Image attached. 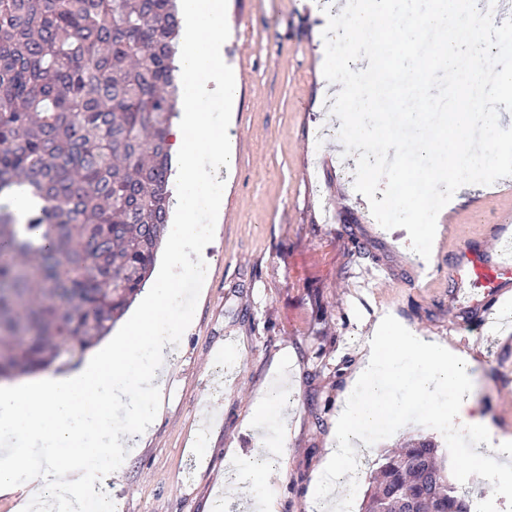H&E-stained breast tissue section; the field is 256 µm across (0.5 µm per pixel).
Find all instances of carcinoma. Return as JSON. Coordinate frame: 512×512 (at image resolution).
<instances>
[{"instance_id":"carcinoma-1","label":"carcinoma","mask_w":512,"mask_h":512,"mask_svg":"<svg viewBox=\"0 0 512 512\" xmlns=\"http://www.w3.org/2000/svg\"><path fill=\"white\" fill-rule=\"evenodd\" d=\"M175 0H0V380L81 355L146 287L169 219ZM44 205L15 223L8 199ZM363 512H471L437 442L380 456Z\"/></svg>"}]
</instances>
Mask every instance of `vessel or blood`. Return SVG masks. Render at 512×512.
Returning <instances> with one entry per match:
<instances>
[{
  "label": "vessel or blood",
  "instance_id": "b4317fda",
  "mask_svg": "<svg viewBox=\"0 0 512 512\" xmlns=\"http://www.w3.org/2000/svg\"><path fill=\"white\" fill-rule=\"evenodd\" d=\"M496 244L485 249L482 240L472 239L459 245L454 255L452 273L458 285L478 288L468 310L473 314L495 316L512 328V307L502 306L507 292L512 291V236L493 229Z\"/></svg>",
  "mask_w": 512,
  "mask_h": 512
}]
</instances>
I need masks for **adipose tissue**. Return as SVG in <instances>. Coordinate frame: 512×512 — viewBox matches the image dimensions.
I'll use <instances>...</instances> for the list:
<instances>
[{
    "instance_id": "1",
    "label": "adipose tissue",
    "mask_w": 512,
    "mask_h": 512,
    "mask_svg": "<svg viewBox=\"0 0 512 512\" xmlns=\"http://www.w3.org/2000/svg\"><path fill=\"white\" fill-rule=\"evenodd\" d=\"M187 21L177 59L183 79L180 115L168 135L170 151L183 168V191L176 209L182 217L167 250V264L153 283L137 319L118 339L94 348L83 363L50 371L21 383L0 382V444L13 454L0 467V495L20 494V512H81L86 495H107L104 479L80 464L89 452L120 453L134 448L167 388L168 373L190 315L177 288L183 275L206 279L192 260L200 233L197 199L212 187L213 173L227 160L224 129L208 101L220 88L225 104L237 96L235 79L224 70V16L217 0H181ZM367 353L336 420V446L325 464L317 494L327 512H341L339 486L360 448L364 430L379 423L399 424L407 407L434 402L471 449L473 465L485 463V448L497 445L494 464L502 485L512 486V437L491 438L472 396L473 380L448 346L407 332L381 318L367 340ZM59 449L55 463L30 471L31 457ZM28 476L18 492L17 474Z\"/></svg>"
}]
</instances>
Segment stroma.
<instances>
[{
  "label": "stroma",
  "mask_w": 512,
  "mask_h": 512,
  "mask_svg": "<svg viewBox=\"0 0 512 512\" xmlns=\"http://www.w3.org/2000/svg\"><path fill=\"white\" fill-rule=\"evenodd\" d=\"M219 2L224 65L239 83L235 107L216 109L230 154L214 173L224 211L215 220L209 206L197 210L207 234L196 258L208 280L180 290L193 317L147 439L109 484L121 512H205L226 481L263 470L284 475L275 512H314L339 407L385 314L461 352L490 427L512 434V344L501 345L498 324L463 316L466 301L448 274L455 240L489 236L494 224L512 230V178L465 192L444 213L454 230L439 233L435 272L419 279L407 230L382 228L354 189V170L336 166L342 153L320 64L336 0ZM282 374L291 385L277 406L288 417L270 420L266 441L273 448L287 438L288 453L259 455L246 419ZM408 436L437 441L460 465L456 482L488 512H512V490L473 467L467 445L426 408L366 435L367 453L343 478L352 512H361L384 449ZM199 442L201 464L191 454Z\"/></svg>",
  "instance_id": "1"
}]
</instances>
